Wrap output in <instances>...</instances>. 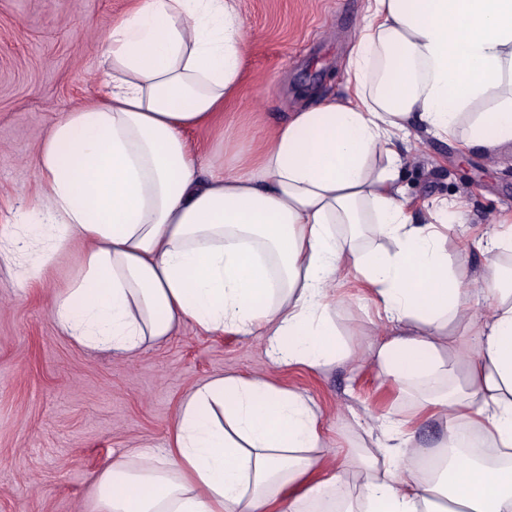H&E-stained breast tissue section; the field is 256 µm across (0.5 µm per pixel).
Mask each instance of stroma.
<instances>
[{"instance_id": "obj_1", "label": "stroma", "mask_w": 512, "mask_h": 512, "mask_svg": "<svg viewBox=\"0 0 512 512\" xmlns=\"http://www.w3.org/2000/svg\"><path fill=\"white\" fill-rule=\"evenodd\" d=\"M251 40L246 79L224 120V137L192 133L201 154L222 153L242 126L262 135L321 96L340 95L366 0H238ZM128 0H0V231L39 191V136L98 92L97 45ZM415 206L448 199L464 218L448 251L469 269L496 260L486 243L495 218L512 217V144L495 161L461 142L421 135L397 172ZM71 246L40 283L18 285L0 269V512H94L95 479L131 448L168 446L186 393L224 375L266 374L318 409L332 456L360 443L357 420L405 417L414 393L388 389L377 369L339 361L319 372L276 368L260 335L206 334L185 326L128 358L76 345L50 308L78 264ZM336 323L351 347L382 331L359 280L341 284Z\"/></svg>"}]
</instances>
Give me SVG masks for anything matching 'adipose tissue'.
Returning <instances> with one entry per match:
<instances>
[{
  "label": "adipose tissue",
  "mask_w": 512,
  "mask_h": 512,
  "mask_svg": "<svg viewBox=\"0 0 512 512\" xmlns=\"http://www.w3.org/2000/svg\"><path fill=\"white\" fill-rule=\"evenodd\" d=\"M98 51L100 92L41 135V193L0 263L28 286L81 244L51 306L81 346L130 356L182 325L259 331L274 365L314 370L352 358L337 292L360 278L387 325L362 359L415 390L441 438L421 446L391 420L362 467H333L301 393L217 376L182 400L163 453L132 449L97 476V512H512L507 267L468 274L441 231L456 203L410 217L395 183L414 129L488 157L512 144V0H368L345 95L242 134L230 163L189 134L223 131L239 95L238 0H132ZM464 426L498 459L464 454Z\"/></svg>",
  "instance_id": "adipose-tissue-1"
}]
</instances>
